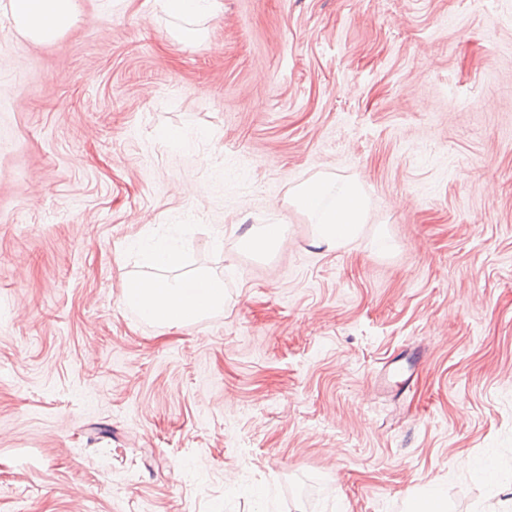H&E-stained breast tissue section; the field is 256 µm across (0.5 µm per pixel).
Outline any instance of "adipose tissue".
Returning a JSON list of instances; mask_svg holds the SVG:
<instances>
[{"label":"adipose tissue","mask_w":512,"mask_h":512,"mask_svg":"<svg viewBox=\"0 0 512 512\" xmlns=\"http://www.w3.org/2000/svg\"><path fill=\"white\" fill-rule=\"evenodd\" d=\"M75 12L76 0H9L7 16L19 32L46 42L70 26ZM298 200L311 215L315 244L327 249L355 236L363 223L364 205L356 182L310 181L301 185ZM150 260L155 274L123 281V302L142 320L170 328L223 309V280L204 271L181 274L183 255L176 246L163 241L154 244Z\"/></svg>","instance_id":"ef3b65f1"}]
</instances>
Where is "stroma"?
Wrapping results in <instances>:
<instances>
[{
	"mask_svg": "<svg viewBox=\"0 0 512 512\" xmlns=\"http://www.w3.org/2000/svg\"><path fill=\"white\" fill-rule=\"evenodd\" d=\"M0 0V512H448L512 498V0ZM175 130L179 141L165 140ZM367 218L313 244L301 184ZM284 224L266 256L249 228ZM223 312L122 303L133 240ZM495 466L501 485L485 481ZM76 0H9L7 17L35 42L60 36L72 23ZM160 10L173 20L200 21L214 11L215 0H156ZM150 260L165 275L128 276L122 286L124 304L136 310L142 320L160 327H177L224 308V281L205 271L178 273L183 255L173 244H154ZM194 282L202 288H189Z\"/></svg>",
	"mask_w": 512,
	"mask_h": 512,
	"instance_id": "35a3bbf8",
	"label": "stroma"
}]
</instances>
